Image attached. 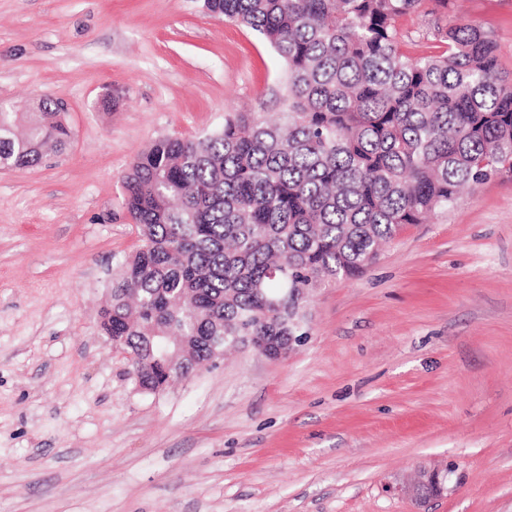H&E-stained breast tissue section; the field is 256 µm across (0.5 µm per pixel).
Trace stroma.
<instances>
[{
  "label": "stroma",
  "mask_w": 512,
  "mask_h": 512,
  "mask_svg": "<svg viewBox=\"0 0 512 512\" xmlns=\"http://www.w3.org/2000/svg\"><path fill=\"white\" fill-rule=\"evenodd\" d=\"M449 16L512 73V0ZM285 71L203 0H0V105L59 99L74 132L0 170V512H512L510 175L317 290L286 357L242 347L150 394L103 336L137 155L278 111Z\"/></svg>",
  "instance_id": "stroma-1"
}]
</instances>
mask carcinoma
<instances>
[{
  "label": "carcinoma",
  "mask_w": 512,
  "mask_h": 512,
  "mask_svg": "<svg viewBox=\"0 0 512 512\" xmlns=\"http://www.w3.org/2000/svg\"><path fill=\"white\" fill-rule=\"evenodd\" d=\"M451 0H204L285 61L281 112H231L195 139L154 141L123 178L141 245L124 256L101 328L134 354L136 385L160 382L171 336L194 360L211 341L301 336L302 302L361 273L407 224L460 191L512 174V75L478 24H443ZM431 17L414 57L399 21ZM66 106L0 108V161L38 164L71 143Z\"/></svg>",
  "instance_id": "obj_1"
}]
</instances>
